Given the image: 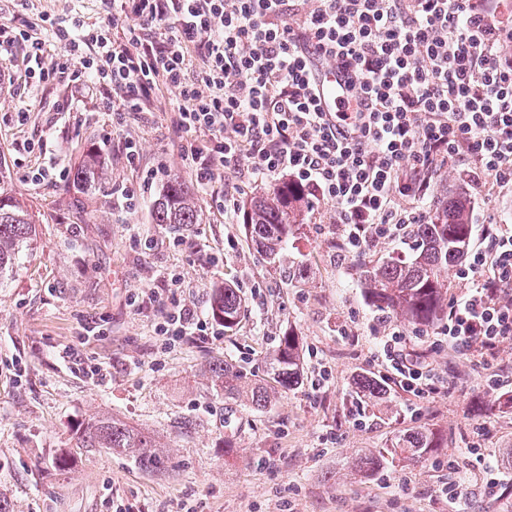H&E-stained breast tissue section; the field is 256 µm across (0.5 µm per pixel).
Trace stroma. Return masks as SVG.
Here are the masks:
<instances>
[{"mask_svg":"<svg viewBox=\"0 0 512 512\" xmlns=\"http://www.w3.org/2000/svg\"><path fill=\"white\" fill-rule=\"evenodd\" d=\"M47 13L107 23L99 0H0V21ZM0 83V186L28 209L37 236L13 272L0 279V500L11 512H451L437 492L446 464L464 462L477 425L487 427L492 463L512 451V397L483 389L487 370L512 371V341L490 362L434 348L437 325L402 323L418 361L444 378L432 397L411 402L389 385L392 412L363 404L357 379L377 376L371 332L379 315L358 282L361 265L406 257L408 240L373 242L344 256L330 218L335 205L312 201L288 261L310 279L289 283L247 236L241 216L225 222L211 195L197 191L206 223H152L151 204L167 181L193 176L184 141L170 123L173 95L150 112L113 123L108 88L31 87L22 53ZM28 109L25 122L15 114ZM141 146L137 165L121 152ZM35 150L17 154L16 143ZM97 149L105 167L92 188L63 195L62 173ZM154 172L136 206L115 194ZM238 288L248 309L219 336H189L162 349L155 333L177 302L211 316L214 286ZM98 333L84 337V326ZM303 345L302 382L256 410L212 389L208 369L228 361L253 381L269 378L265 356L285 331ZM98 368L104 381L91 378ZM109 416L150 437L172 461L163 474L107 448H80L78 431ZM433 431L442 446L422 459L352 474L358 451L384 449L397 435ZM472 512H512V481L486 488L469 475Z\"/></svg>","mask_w":512,"mask_h":512,"instance_id":"1","label":"stroma"}]
</instances>
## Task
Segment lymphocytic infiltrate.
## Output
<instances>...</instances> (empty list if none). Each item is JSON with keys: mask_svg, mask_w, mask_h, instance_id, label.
I'll list each match as a JSON object with an SVG mask.
<instances>
[{"mask_svg": "<svg viewBox=\"0 0 512 512\" xmlns=\"http://www.w3.org/2000/svg\"><path fill=\"white\" fill-rule=\"evenodd\" d=\"M102 3L107 25L1 22L0 60L24 46L28 82L111 87L112 112H147L173 94L185 158L201 189L223 185L222 212L236 209L235 181L283 175L335 202L342 250L358 256L425 223L442 172L512 196V25L488 0ZM317 62L346 76L347 111H324ZM457 276L466 287L442 334L490 355L512 339V225L485 233ZM206 328L176 304L156 334L168 346ZM372 356L415 399L438 393L440 373L410 360L397 325L385 324Z\"/></svg>", "mask_w": 512, "mask_h": 512, "instance_id": "obj_1", "label": "lymphocytic infiltrate"}]
</instances>
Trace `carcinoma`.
<instances>
[{
	"instance_id": "obj_1",
	"label": "carcinoma",
	"mask_w": 512,
	"mask_h": 512,
	"mask_svg": "<svg viewBox=\"0 0 512 512\" xmlns=\"http://www.w3.org/2000/svg\"><path fill=\"white\" fill-rule=\"evenodd\" d=\"M101 179V159L92 149L69 174L75 187H90ZM309 207L306 189L291 179H277L243 205V224L253 244L276 260L288 251ZM151 219L154 224H201L204 215L186 182L173 177L154 200ZM473 226L464 183L457 182L451 193L448 187H443L433 199L426 223L415 226V242L409 257L390 258L360 269L359 284L367 302L381 315L394 314L408 323L426 325L440 319L448 310V283L442 274L464 257L472 241ZM33 235L35 228L28 211L0 187V279L12 271ZM243 313V299L237 289L226 285L215 290L211 314L224 324V331L237 327ZM300 357L299 338L288 332L267 357L269 375L276 386L251 384L242 371L226 362L210 366L209 380L216 391L255 408H264L275 399L278 389L290 390L299 383ZM78 440L82 448H118L148 471H164L170 466V457L151 439L114 418L90 419ZM434 447L436 440L431 433L398 435L385 451L358 455L352 470L363 477L372 476L388 459L416 460Z\"/></svg>"
}]
</instances>
